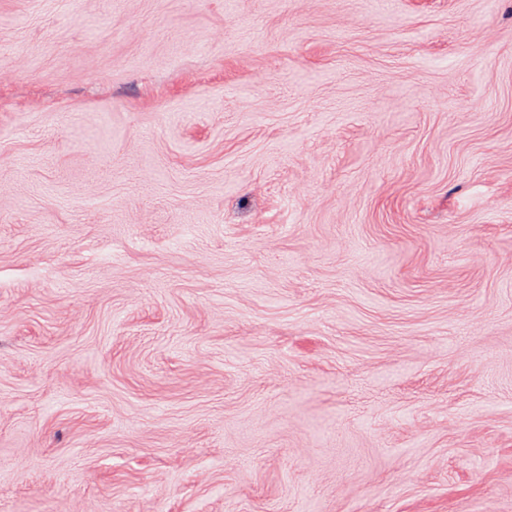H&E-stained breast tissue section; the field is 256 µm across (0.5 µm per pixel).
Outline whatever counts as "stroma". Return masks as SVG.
<instances>
[{"mask_svg": "<svg viewBox=\"0 0 512 512\" xmlns=\"http://www.w3.org/2000/svg\"><path fill=\"white\" fill-rule=\"evenodd\" d=\"M0 512H512V0H0Z\"/></svg>", "mask_w": 512, "mask_h": 512, "instance_id": "obj_1", "label": "stroma"}]
</instances>
